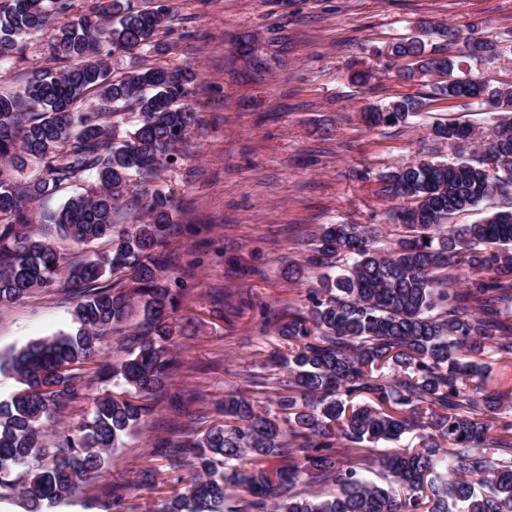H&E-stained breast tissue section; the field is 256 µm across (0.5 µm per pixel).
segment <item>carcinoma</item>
Wrapping results in <instances>:
<instances>
[{
	"mask_svg": "<svg viewBox=\"0 0 512 512\" xmlns=\"http://www.w3.org/2000/svg\"><path fill=\"white\" fill-rule=\"evenodd\" d=\"M168 0H9L0 7V66L26 39L49 35L46 65L21 93H0V309L62 282L75 299L73 329L36 339L0 357V371L22 388L0 401V489L15 490L27 512H43L89 485L112 463L123 438L152 411L177 366L173 317L187 295L159 251L174 223L165 191L134 193L146 220L123 229L114 215L134 185L175 164L198 124L189 105L196 74L141 65L116 75L117 53H161L174 22ZM442 47L417 37L393 55L411 67L399 77L428 91L399 96L363 113L371 127L395 126L454 100L499 112L487 131L456 121L431 127L451 158L417 159L379 174L378 193L395 201L403 234L379 245L367 224H324L306 263L322 273L301 303L259 329L282 338L274 376L255 374L224 393L221 422L175 445L170 468L190 467L180 494L146 512H512V392L489 390L487 359L512 362V85L454 77L453 46L470 59L495 57L503 42L439 28ZM139 116L119 134L111 118ZM36 173L21 178L28 165ZM84 177L90 190L69 197L40 222L76 244L107 238L111 249L67 265L37 235L28 204ZM509 206L474 224H452L492 197ZM130 276L133 287L105 284ZM142 317L125 355L103 361V393L76 427L47 438L66 402L84 387L77 367L97 361L116 329ZM270 390L258 409L251 389ZM414 448L380 457L384 483L368 480L365 446ZM355 445L350 458L337 448ZM331 492L316 494L314 490Z\"/></svg>",
	"mask_w": 512,
	"mask_h": 512,
	"instance_id": "obj_1",
	"label": "carcinoma"
}]
</instances>
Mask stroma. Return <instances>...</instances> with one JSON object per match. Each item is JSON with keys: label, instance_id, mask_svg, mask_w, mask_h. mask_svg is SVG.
Wrapping results in <instances>:
<instances>
[{"label": "stroma", "instance_id": "obj_1", "mask_svg": "<svg viewBox=\"0 0 512 512\" xmlns=\"http://www.w3.org/2000/svg\"><path fill=\"white\" fill-rule=\"evenodd\" d=\"M175 23L163 54L119 53L117 72L156 62L194 71L189 97L201 123L176 164L156 184L172 193L175 226L162 247L175 256L189 293L179 315L184 364L139 431L94 483L55 512H102L113 485L137 481L152 465L157 487L131 491L124 512H145L181 485L158 454L181 438L178 403L208 407L244 374L262 366L282 340L261 335L264 317L297 304L315 279L306 268L288 280L324 224H373L390 233L379 173L418 158L445 155L431 126L457 120L483 129L491 113L459 101L433 106L405 125L368 127L364 109L419 92L397 77L393 43L415 35L418 21L497 41L512 32V0H171ZM280 51L272 70H253L241 39ZM36 36L24 61L0 68V92H19L43 64ZM368 74L367 82L356 79ZM72 303L61 286L37 291L0 311V355L72 328ZM219 420L210 411L208 423Z\"/></svg>", "mask_w": 512, "mask_h": 512}]
</instances>
